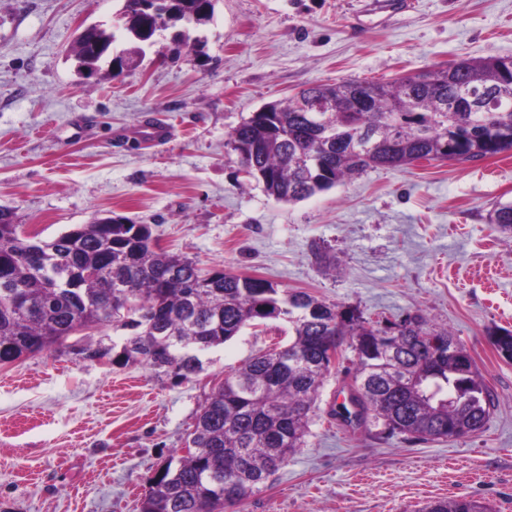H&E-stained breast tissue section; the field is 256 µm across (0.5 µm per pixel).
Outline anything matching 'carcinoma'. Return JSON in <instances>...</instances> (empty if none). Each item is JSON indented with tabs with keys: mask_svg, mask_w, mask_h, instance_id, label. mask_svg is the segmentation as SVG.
Masks as SVG:
<instances>
[{
	"mask_svg": "<svg viewBox=\"0 0 512 512\" xmlns=\"http://www.w3.org/2000/svg\"><path fill=\"white\" fill-rule=\"evenodd\" d=\"M126 47L118 60L138 63L154 37L169 28L173 52L197 49L191 32L214 15L213 0H122ZM115 32L94 26L71 49L80 71H97ZM336 101L332 110L303 112L292 97L270 102L229 134L240 167L270 197L295 203L369 169L415 161L461 162L512 150V57L487 56L401 77L391 83L347 79L315 84L302 95ZM489 223L512 233V203ZM93 268L95 278L83 277ZM288 323V344L250 358L220 381L188 433L195 450L167 462L153 478L140 512H230L305 446L310 413L329 363L320 357L331 336L355 353L348 397L331 410L352 427L381 424L411 440L460 439L483 430L493 409L489 386L446 327L420 316L377 327L354 310L305 291H282L259 277L196 264L161 250L146 224H84L49 241L32 242L0 211V365L62 343L105 322L128 331L123 342L86 344L85 361L143 363L178 380L203 370L202 356L247 326ZM489 342L512 361V331ZM469 369L458 371L459 359ZM422 512H483L458 497Z\"/></svg>",
	"mask_w": 512,
	"mask_h": 512,
	"instance_id": "obj_1",
	"label": "carcinoma"
}]
</instances>
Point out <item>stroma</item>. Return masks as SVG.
I'll return each instance as SVG.
<instances>
[{
	"label": "stroma",
	"mask_w": 512,
	"mask_h": 512,
	"mask_svg": "<svg viewBox=\"0 0 512 512\" xmlns=\"http://www.w3.org/2000/svg\"><path fill=\"white\" fill-rule=\"evenodd\" d=\"M120 0H0V207L52 239L115 214L150 225L164 251L357 310L419 314L448 328L494 395L484 430L406 441L330 416L354 354L327 374L310 434L237 512H422L467 497L512 512V234L488 221L512 202V152L370 169L286 204L240 171L229 132L312 84L390 82L488 55L512 57V0H217L202 52L172 59L157 37L124 76H89L71 55ZM165 124L166 139L149 136ZM330 261L317 263L316 249ZM102 325L0 366V512H139L155 471L183 448L212 387L287 344L281 320L245 327L180 381L142 364L83 361Z\"/></svg>",
	"instance_id": "obj_1"
}]
</instances>
